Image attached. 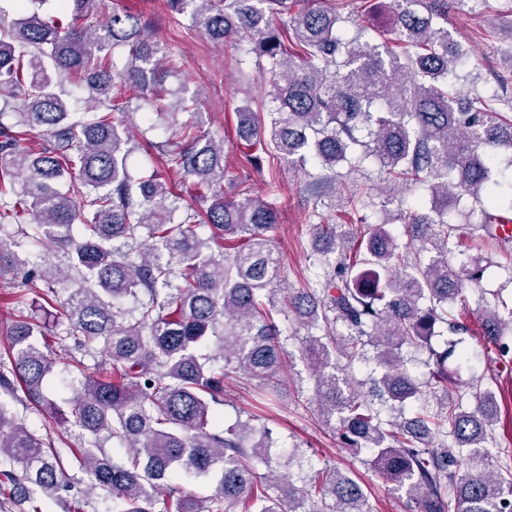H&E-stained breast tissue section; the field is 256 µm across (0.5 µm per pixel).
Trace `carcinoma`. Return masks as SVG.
<instances>
[{"label":"carcinoma","mask_w":512,"mask_h":512,"mask_svg":"<svg viewBox=\"0 0 512 512\" xmlns=\"http://www.w3.org/2000/svg\"><path fill=\"white\" fill-rule=\"evenodd\" d=\"M5 2L0 225H26L40 252L20 257L0 238V287L18 309L36 294L43 315L19 316L0 356V512L17 503L48 512L51 502L85 512L81 498L61 495L69 466L85 475L86 497L101 491L118 512H169L157 508L168 502L174 512H374L371 491L349 471L326 465L295 485L296 453L275 460L274 430L258 416L221 423L226 377H251L274 400L297 361L323 425L352 455L365 454L411 512H512V464L488 451L492 392L475 394L471 410L448 393V359L461 368L458 335L472 332L454 307L468 308L466 285L484 274L481 258L452 264L448 254L470 249L467 230L495 236L512 224V179L492 169L496 151L512 152V99L472 91L461 100L469 54L439 24L448 0H392L388 38L365 27L350 36L335 7L295 11L298 0H166L210 40L246 43L258 66L268 63L267 111L237 110L249 163L264 153L333 173L372 158L384 180L426 188L428 210L401 211L403 245L387 224L312 225L319 252L334 254L317 288L281 279L267 235L276 207L246 184L240 200L224 194V140L202 122L171 130L163 144L185 191L131 175L133 115L171 95L166 47L142 16L114 10L89 25L100 0H60L54 15L15 18ZM34 131L47 140L38 153L25 146ZM185 193L201 208H182ZM465 196L477 211L448 222ZM476 314L481 335L511 352L512 299ZM52 316L67 320L66 334L48 331ZM281 317L325 334L301 338L290 354ZM440 323L454 338L437 350ZM71 338L100 360L73 384L66 415L48 392L47 351ZM369 347L366 395L347 368ZM405 349L428 353L429 384L443 391L437 410L405 413L420 393ZM14 402L61 423L73 417L82 434L69 459L28 429ZM109 440L123 459L105 449Z\"/></svg>","instance_id":"carcinoma-1"}]
</instances>
